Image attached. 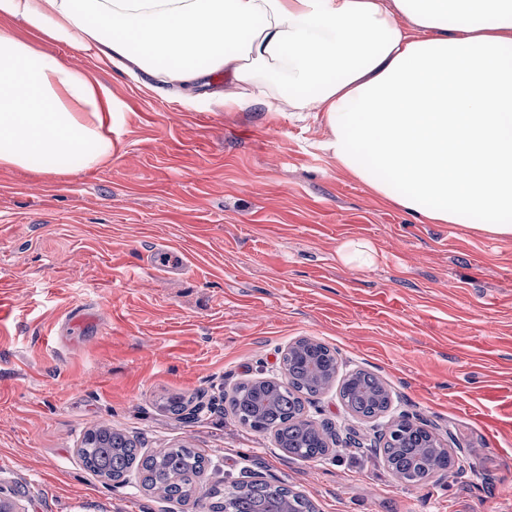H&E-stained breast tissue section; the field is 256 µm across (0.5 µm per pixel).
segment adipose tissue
<instances>
[{
	"label": "adipose tissue",
	"instance_id": "1",
	"mask_svg": "<svg viewBox=\"0 0 512 512\" xmlns=\"http://www.w3.org/2000/svg\"><path fill=\"white\" fill-rule=\"evenodd\" d=\"M57 43L183 95L223 73L228 110L322 112L378 197L512 236V0H0V166L112 155V95Z\"/></svg>",
	"mask_w": 512,
	"mask_h": 512
}]
</instances>
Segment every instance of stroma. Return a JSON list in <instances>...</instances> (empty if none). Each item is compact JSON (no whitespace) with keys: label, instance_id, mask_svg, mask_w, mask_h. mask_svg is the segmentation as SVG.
<instances>
[{"label":"stroma","instance_id":"35a3bbf8","mask_svg":"<svg viewBox=\"0 0 512 512\" xmlns=\"http://www.w3.org/2000/svg\"><path fill=\"white\" fill-rule=\"evenodd\" d=\"M54 51L94 68L121 110L98 167L0 166V486L25 512H209L160 499L140 474L88 470L83 436L101 425L148 454L197 449L201 493L247 472L316 512H512V237L383 202L319 150L315 113L209 104L223 74L182 103ZM160 244L183 267L152 266ZM348 247L373 263L346 264ZM78 306L95 334L60 336ZM301 337L335 347L340 371L376 374L393 411L463 449L467 473L397 483L335 386L306 406L333 435L319 460L225 413V395L279 377ZM175 395L192 408L170 412Z\"/></svg>","mask_w":512,"mask_h":512}]
</instances>
